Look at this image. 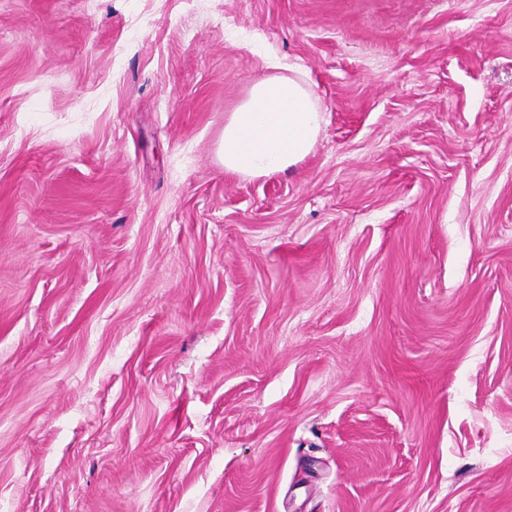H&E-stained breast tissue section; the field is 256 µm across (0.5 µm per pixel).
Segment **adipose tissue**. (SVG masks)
<instances>
[{
	"label": "adipose tissue",
	"instance_id": "obj_1",
	"mask_svg": "<svg viewBox=\"0 0 512 512\" xmlns=\"http://www.w3.org/2000/svg\"><path fill=\"white\" fill-rule=\"evenodd\" d=\"M321 124V111L308 87L290 76L271 75L254 82L229 113L218 158L231 174L284 172L310 154Z\"/></svg>",
	"mask_w": 512,
	"mask_h": 512
}]
</instances>
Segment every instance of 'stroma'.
<instances>
[{"mask_svg":"<svg viewBox=\"0 0 512 512\" xmlns=\"http://www.w3.org/2000/svg\"><path fill=\"white\" fill-rule=\"evenodd\" d=\"M0 512H512V0H0ZM321 124V111L301 81L284 75L264 77L229 113L218 158L231 174L285 172L310 154Z\"/></svg>","mask_w":512,"mask_h":512,"instance_id":"1","label":"stroma"}]
</instances>
